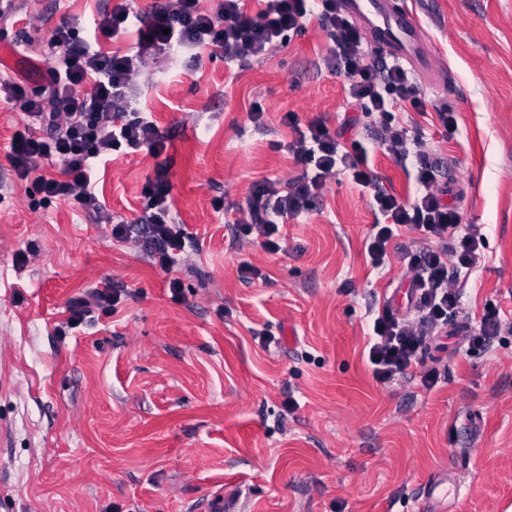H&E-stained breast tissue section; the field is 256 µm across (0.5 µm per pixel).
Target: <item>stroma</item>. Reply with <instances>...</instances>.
Instances as JSON below:
<instances>
[{
	"label": "stroma",
	"instance_id": "obj_1",
	"mask_svg": "<svg viewBox=\"0 0 512 512\" xmlns=\"http://www.w3.org/2000/svg\"><path fill=\"white\" fill-rule=\"evenodd\" d=\"M103 2L14 0L0 16V80L24 83L0 103V512H205L219 493L239 512H415L442 470L461 484L447 512H512V0H393L441 75L412 70L427 109L404 118L434 150L447 201L485 238L459 319L494 310L503 324L486 348L429 343L430 389L416 376L379 383L363 356L367 310L404 279L366 256L369 191L328 181L285 221L278 253L235 238L253 184L298 172L281 113L334 131L348 110L317 21L244 69L178 52L137 78L167 149L115 156L98 190L131 220L165 173L190 235L173 270L19 177L11 141L44 91L52 34L66 24L87 36ZM245 262L256 278H241ZM109 285L123 291L115 310L72 320L73 302Z\"/></svg>",
	"mask_w": 512,
	"mask_h": 512
}]
</instances>
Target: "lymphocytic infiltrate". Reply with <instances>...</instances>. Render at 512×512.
Instances as JSON below:
<instances>
[{
    "label": "lymphocytic infiltrate",
    "mask_w": 512,
    "mask_h": 512,
    "mask_svg": "<svg viewBox=\"0 0 512 512\" xmlns=\"http://www.w3.org/2000/svg\"><path fill=\"white\" fill-rule=\"evenodd\" d=\"M312 13L331 41L322 59L324 69L344 79L349 105L372 117L374 135L388 155L400 162L413 160L414 197L405 202L380 186L360 141L343 145L321 120L304 124L288 112L282 121L292 132L288 149L299 172L253 185L237 236L279 252L281 224L305 213L327 180L342 174L370 189L381 219L373 226L367 255L373 267L393 260L406 270L416 312L411 318L386 305L373 319L368 363L375 380L387 383L414 374L427 339L447 334L462 306L456 281L476 269L483 236L462 224L457 208L444 201L439 164L427 142L393 113L401 102L416 112L425 109L409 72L369 47L338 0H261L253 14L246 0H216L209 9L200 0H159L148 12L134 11L132 0H117L99 8L93 20L96 39L77 40L70 26L59 27L53 37L56 54L46 70L48 94L28 102L39 132L16 136L11 147L14 166L25 178L41 161L56 159L59 176L37 179L46 197L73 199L98 223L111 225L113 238L134 241L156 264L173 269L188 234L172 220L167 183L149 185L141 215L129 222L113 219L91 180L95 159L117 150L157 155L166 148L157 124L137 108L133 96L143 64L179 48L220 51L225 60L244 66L273 54L289 35L301 33ZM132 26L138 32L135 53L108 52L100 46L99 37L115 38ZM405 228L420 232L415 248L395 246Z\"/></svg>",
    "instance_id": "obj_1"
}]
</instances>
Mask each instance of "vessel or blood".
<instances>
[{"label":"vessel or blood","mask_w":512,"mask_h":512,"mask_svg":"<svg viewBox=\"0 0 512 512\" xmlns=\"http://www.w3.org/2000/svg\"><path fill=\"white\" fill-rule=\"evenodd\" d=\"M346 7L367 28L374 48L390 52L417 69L434 70L433 60L419 37L416 21L391 12L386 0H346ZM448 494L447 475L432 478L421 494V512H446Z\"/></svg>","instance_id":"1"}]
</instances>
